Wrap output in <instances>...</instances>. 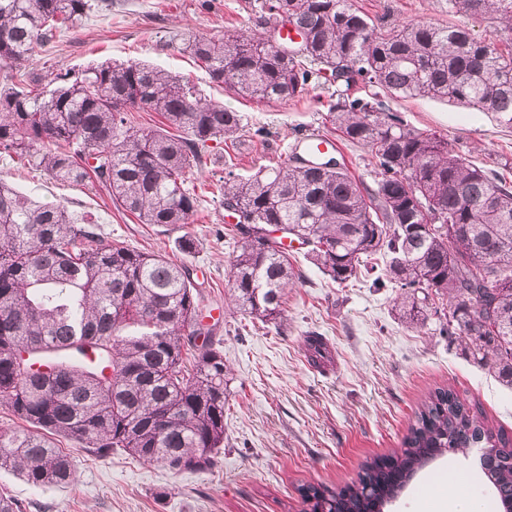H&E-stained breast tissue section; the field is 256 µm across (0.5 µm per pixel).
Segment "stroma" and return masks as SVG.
I'll return each mask as SVG.
<instances>
[{"label":"stroma","instance_id":"obj_1","mask_svg":"<svg viewBox=\"0 0 512 512\" xmlns=\"http://www.w3.org/2000/svg\"><path fill=\"white\" fill-rule=\"evenodd\" d=\"M265 0H112L81 24L38 48L31 72L82 69L93 64L146 62L192 80L205 98L241 116L233 138L208 142L205 163L188 175L200 203L192 224L172 228L140 223L119 212L97 187L64 186L34 163L0 154V182L40 203L65 206L91 218L106 241L184 263L203 283L207 309H222L216 334L230 367L224 407V445L211 471L173 474L123 451L97 458L72 445L77 480L40 493L0 471V494L24 512H305L298 491L306 484L343 487L369 459L401 447L421 403L435 388L453 387L475 404L492 427L512 434V387L473 363L459 344L437 332L433 309L424 326L409 327L395 312L397 289L373 287L358 276L337 284L290 248L301 277L286 301L284 323L264 324L225 303L234 240L219 179L225 169L253 175L259 166L292 163L300 138L333 137L323 122L330 90L312 85L284 104L238 98L211 83L182 51L189 35L220 37L247 30ZM386 21L456 22L448 0H354ZM410 127L439 134L449 149L479 166L498 167L512 181V126L496 113L417 98L390 101ZM194 239L182 252L181 237ZM322 336L331 364L314 367L304 340ZM468 484L470 512H503L476 464L474 449L439 457L419 472L383 512H417L419 501L451 476Z\"/></svg>","mask_w":512,"mask_h":512}]
</instances>
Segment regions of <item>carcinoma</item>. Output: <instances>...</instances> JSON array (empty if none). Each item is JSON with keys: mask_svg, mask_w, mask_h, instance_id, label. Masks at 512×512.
Here are the masks:
<instances>
[{"mask_svg": "<svg viewBox=\"0 0 512 512\" xmlns=\"http://www.w3.org/2000/svg\"><path fill=\"white\" fill-rule=\"evenodd\" d=\"M112 0H0V153L27 159L51 179L91 183L143 224L183 226L198 210L187 175L209 141L238 133L239 112L153 65L110 62L83 70L14 71ZM302 36L298 50L240 31L190 36L188 52L210 81L242 99L287 103L314 82L337 85L343 65L368 88L333 92L325 123L370 151L375 188L343 168L295 163L243 179L225 172L223 204L240 220L228 290L235 309L281 323L299 275L269 239L282 224L304 256L334 282L357 277L362 257L391 255L375 288L399 290V317L424 325L433 296L448 307L439 335L512 385V184L492 168L411 128L385 99L430 97L495 112L512 125V0H448L462 17H494L498 39L464 25L422 21L377 28L353 0H268ZM159 112L166 127L130 124ZM199 283L185 265L104 241L97 225L62 205L38 203L0 182V409L23 426L0 432V470L35 492L63 488L76 469L60 440L95 457L115 450L174 474L203 473L224 444L231 370L202 322ZM312 364L330 361L324 339H305ZM483 448L492 491L512 506V436L489 428L475 406L437 388L415 412L402 448L366 462L342 488L309 486V512H381L437 457Z\"/></svg>", "mask_w": 512, "mask_h": 512, "instance_id": "1", "label": "carcinoma"}]
</instances>
